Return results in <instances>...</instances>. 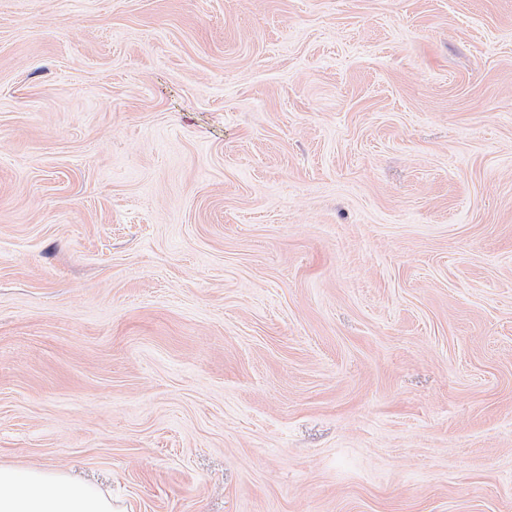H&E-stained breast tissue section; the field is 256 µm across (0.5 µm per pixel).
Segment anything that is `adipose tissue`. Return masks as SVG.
I'll return each mask as SVG.
<instances>
[{"label": "adipose tissue", "instance_id": "1", "mask_svg": "<svg viewBox=\"0 0 512 512\" xmlns=\"http://www.w3.org/2000/svg\"><path fill=\"white\" fill-rule=\"evenodd\" d=\"M0 512H113L101 491L46 469L0 467Z\"/></svg>", "mask_w": 512, "mask_h": 512}]
</instances>
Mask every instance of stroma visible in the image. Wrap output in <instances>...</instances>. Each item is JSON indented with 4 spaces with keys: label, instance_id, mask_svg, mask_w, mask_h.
I'll list each match as a JSON object with an SVG mask.
<instances>
[{
    "label": "stroma",
    "instance_id": "1",
    "mask_svg": "<svg viewBox=\"0 0 512 512\" xmlns=\"http://www.w3.org/2000/svg\"><path fill=\"white\" fill-rule=\"evenodd\" d=\"M0 466L512 512V0H0Z\"/></svg>",
    "mask_w": 512,
    "mask_h": 512
}]
</instances>
